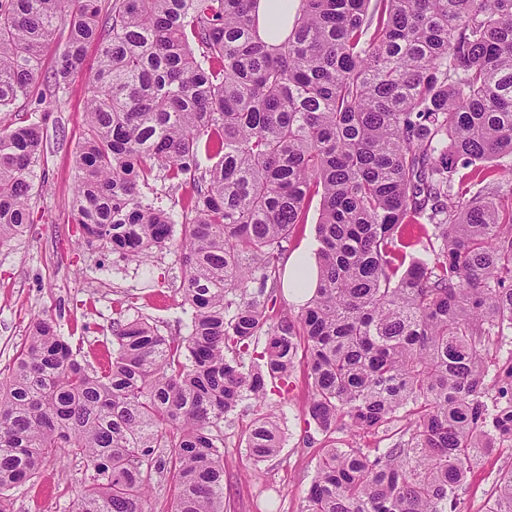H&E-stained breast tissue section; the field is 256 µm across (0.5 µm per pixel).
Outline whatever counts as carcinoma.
Segmentation results:
<instances>
[{
	"label": "carcinoma",
	"mask_w": 512,
	"mask_h": 512,
	"mask_svg": "<svg viewBox=\"0 0 512 512\" xmlns=\"http://www.w3.org/2000/svg\"><path fill=\"white\" fill-rule=\"evenodd\" d=\"M256 2L0 0V112L58 32L53 94L97 42L71 215L127 260L179 248L190 308L186 336L113 322L104 367L54 318L30 322L0 381V512L60 450L84 466L68 512H151L155 490L224 512V417L300 356L319 430L392 438L328 448L301 512H458L473 465L512 449V0H299L276 43ZM43 139L0 129V245L34 222ZM160 177L191 185L177 243L147 195ZM315 195L317 287L275 321L283 243ZM280 448L257 419L248 456ZM485 512H512V468Z\"/></svg>",
	"instance_id": "obj_1"
}]
</instances>
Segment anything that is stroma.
Listing matches in <instances>:
<instances>
[{
    "label": "stroma",
    "instance_id": "obj_1",
    "mask_svg": "<svg viewBox=\"0 0 512 512\" xmlns=\"http://www.w3.org/2000/svg\"><path fill=\"white\" fill-rule=\"evenodd\" d=\"M88 96L87 74H75L66 93L43 102L36 117L44 127L45 178L36 181L34 222L22 236L0 246V378L7 375L34 315L56 319L81 353L112 344L115 319H149L165 336L188 333L190 315L181 292V253L155 250L128 261L98 246L79 245L69 201L74 153L82 140ZM311 379L297 359L288 391H269L263 402L241 403L224 421V506L227 512H301L318 461L329 444L356 440L379 445L374 436L351 437L343 429L325 433L307 413ZM276 420L283 433L280 452L253 463L245 433L257 415ZM512 467V450L484 456L460 492V512H485L495 477ZM81 472L66 457L47 458L38 476L15 490L13 512H64L82 493Z\"/></svg>",
    "mask_w": 512,
    "mask_h": 512
}]
</instances>
